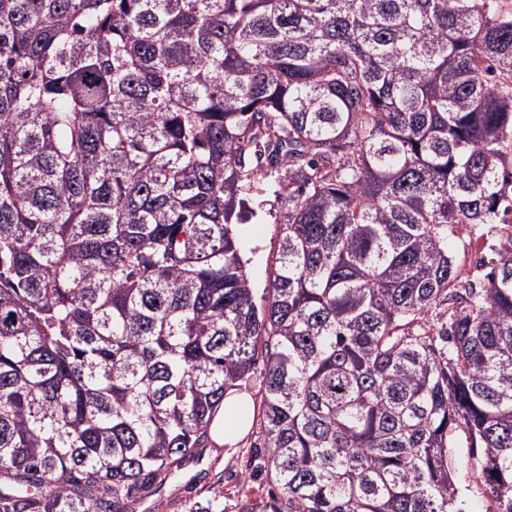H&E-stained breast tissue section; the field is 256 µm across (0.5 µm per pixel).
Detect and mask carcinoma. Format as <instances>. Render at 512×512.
I'll list each match as a JSON object with an SVG mask.
<instances>
[{
  "instance_id": "obj_1",
  "label": "carcinoma",
  "mask_w": 512,
  "mask_h": 512,
  "mask_svg": "<svg viewBox=\"0 0 512 512\" xmlns=\"http://www.w3.org/2000/svg\"><path fill=\"white\" fill-rule=\"evenodd\" d=\"M497 2L0 0V512H123L259 358L250 512H512V248L448 251L512 223ZM247 198L256 216L248 223L238 225V233L245 244L243 255L249 260L247 267L256 303L264 305L268 272L277 250L279 226L286 207L271 190L254 191ZM470 235L473 234L470 233L469 228L464 225H460L456 228V235L448 240V249L456 255L466 271H471L472 276L478 275L482 277L489 271V269L487 267L482 269L476 268L477 260L482 256H486L485 253L491 254V252L487 248L482 249L483 253L479 255H477L479 251H472L470 246Z\"/></svg>"
}]
</instances>
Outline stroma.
<instances>
[{
  "mask_svg": "<svg viewBox=\"0 0 512 512\" xmlns=\"http://www.w3.org/2000/svg\"><path fill=\"white\" fill-rule=\"evenodd\" d=\"M254 217L239 225L245 247L251 284L256 301H263L270 264L278 246L279 226L286 208L272 191L252 192L248 197ZM263 362L254 366V382L244 387L253 411L248 433L234 446L207 445L195 449L190 461L174 469L165 483L152 486L141 497L126 501L125 512H247L251 501L239 482L251 449L261 439L258 411L261 394L258 382L264 373Z\"/></svg>",
  "mask_w": 512,
  "mask_h": 512,
  "instance_id": "1",
  "label": "stroma"
}]
</instances>
